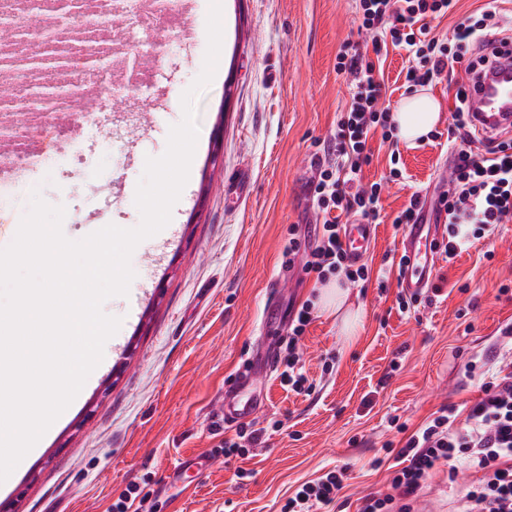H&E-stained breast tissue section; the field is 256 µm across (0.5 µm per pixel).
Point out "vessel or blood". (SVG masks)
I'll return each instance as SVG.
<instances>
[{
    "instance_id": "1",
    "label": "vessel or blood",
    "mask_w": 512,
    "mask_h": 512,
    "mask_svg": "<svg viewBox=\"0 0 512 512\" xmlns=\"http://www.w3.org/2000/svg\"><path fill=\"white\" fill-rule=\"evenodd\" d=\"M484 55V62L477 64L466 78L471 124L476 145L483 152L512 136V40L496 42L487 47ZM436 231L433 224H408L403 228L400 286L406 295L423 292L435 279L439 256ZM373 239L372 225H347L344 243L350 259L363 261ZM255 410L253 399L224 397L216 413L224 424L233 425L249 419Z\"/></svg>"
}]
</instances>
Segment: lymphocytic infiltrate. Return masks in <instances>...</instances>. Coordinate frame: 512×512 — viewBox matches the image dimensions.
Returning <instances> with one entry per match:
<instances>
[{
  "label": "lymphocytic infiltrate",
  "mask_w": 512,
  "mask_h": 512,
  "mask_svg": "<svg viewBox=\"0 0 512 512\" xmlns=\"http://www.w3.org/2000/svg\"><path fill=\"white\" fill-rule=\"evenodd\" d=\"M458 0H356L358 31L371 40L363 52L344 42L336 55V70L348 81L349 103L311 161L307 190L319 222L312 245L289 238L285 256H303L302 271L315 283L336 277L355 285L369 280L371 266L348 261L342 240L344 221H376L382 208V185H362V168L370 164L374 136L393 141L396 127L389 108L380 101L383 76L375 61L395 49L405 52L409 65L403 88L412 94L435 78L470 70L473 50L490 45L492 37L512 28V20L484 11L459 21L448 34H434L431 21L454 13ZM453 132L461 144L451 151V177L435 198L415 193L395 216V228L423 221L426 208L445 213L448 235L441 253L455 258L475 239L496 226L512 222V141H501L491 155L472 149V126L465 88H458L452 113ZM313 306L302 303L288 329L277 341L276 368L281 384L296 394L309 393L302 340L313 322ZM466 375L479 380L481 397L458 420L445 406L415 431L398 425L406 439L396 456L404 467L394 470L386 489L361 497L358 512H412L413 502L439 464H447L449 479L460 468L482 477L464 494L459 512H512V357L498 358L493 367L468 365ZM347 472L333 468L302 484L281 512H327L345 487Z\"/></svg>",
  "instance_id": "f902f5d3"
}]
</instances>
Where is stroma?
Segmentation results:
<instances>
[{"label":"stroma","instance_id":"stroma-1","mask_svg":"<svg viewBox=\"0 0 512 512\" xmlns=\"http://www.w3.org/2000/svg\"><path fill=\"white\" fill-rule=\"evenodd\" d=\"M220 72L195 98L199 136L188 180L166 231L132 253L127 296L103 311L121 324L104 345L105 362L68 416L45 434L24 467L0 483L9 512H108L136 482L157 512H280L304 482L333 467L348 479L335 512H356L360 497L386 488L398 442L391 418L419 428L446 405L465 409L480 394L465 377L468 362L495 346L512 323V223L498 225L466 251L439 262L441 293L411 312L396 303V277L349 288L360 312L356 335L339 317L318 313L304 337L311 395L284 390L265 372L261 328L284 327L290 310L318 302L321 289L300 267L285 268L289 228L312 232L318 217L306 182L311 160L348 98L336 53L356 39L354 0H223ZM195 26L185 33L169 17L152 20L167 47L148 58L151 109L110 112L98 136L80 137L76 161L38 172L18 192L13 217L28 211L32 190L64 206V235L77 241L93 226L141 222L136 187L146 157L161 156L169 129L183 117L182 94L201 73L209 0H193ZM440 106L438 140L399 145L400 181L384 194L369 258L380 267L398 250L392 221L412 193L445 177L443 137L452 125L457 85L428 86ZM508 294H501V287ZM276 301L277 311L264 318ZM250 374L261 402L254 428L284 423L252 457L206 467L224 440L212 415L224 388ZM248 470L238 478V470ZM472 474L449 481L438 467L417 500L455 512Z\"/></svg>","mask_w":512,"mask_h":512}]
</instances>
